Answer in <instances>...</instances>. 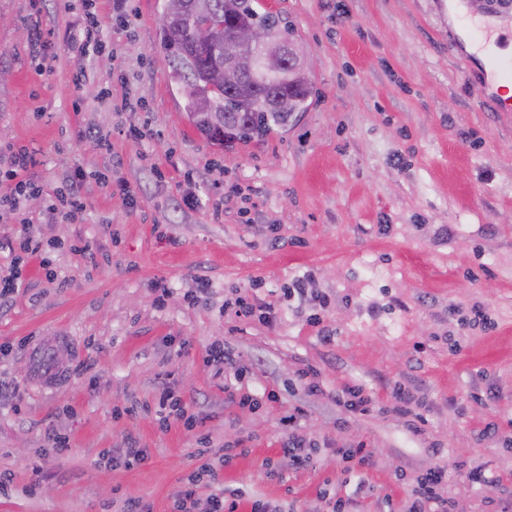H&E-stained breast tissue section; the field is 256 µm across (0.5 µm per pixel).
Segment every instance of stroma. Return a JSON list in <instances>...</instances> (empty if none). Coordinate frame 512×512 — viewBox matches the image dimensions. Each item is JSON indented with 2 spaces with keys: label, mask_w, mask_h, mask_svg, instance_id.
<instances>
[{
  "label": "stroma",
  "mask_w": 512,
  "mask_h": 512,
  "mask_svg": "<svg viewBox=\"0 0 512 512\" xmlns=\"http://www.w3.org/2000/svg\"><path fill=\"white\" fill-rule=\"evenodd\" d=\"M265 2L315 63L312 102L264 143L221 148L193 130L169 79L161 0H131L125 30L99 0L108 44L79 58L65 42L79 33L80 0H42L36 17L29 0H0V146H25L48 188L78 168L133 193L88 182L77 220L48 216L39 197L23 214L0 212V276L14 269L6 243L24 216L52 244L57 273L47 279L25 260L14 269L21 288L0 306V343L12 345L0 355V473L12 476L0 512H120L126 498L173 512L198 475L203 434L215 452L247 450L196 486L202 499L240 490V512L256 499L330 512L360 479L353 512H405L413 479L435 465L447 470L448 512H495L512 498V110L479 104L467 80L476 58L438 21L434 0ZM35 20L58 42L46 70L27 53ZM127 94L141 107L113 111L111 99ZM78 238L93 241V254L70 250ZM307 274L305 293H290ZM155 279L170 287L161 308ZM201 280L208 293L197 292ZM239 288L271 304L276 320L237 319L226 303ZM477 303L492 327L463 329ZM313 314L320 327L308 325ZM36 336L76 344L56 389L31 381L25 352ZM215 343L232 357L220 373L203 361ZM238 365L251 368L252 392L275 389L278 401L229 402ZM307 365L320 371V392L296 380ZM398 383L421 400V428L388 411ZM354 384L375 402L367 413L338 401ZM166 386L199 428H159L152 404ZM130 406L135 414L113 417ZM297 408L300 433L364 446L372 467L345 475L332 449L313 467L289 465L281 420ZM52 431L70 449L48 457ZM129 437L148 449L146 464L99 462ZM475 467L487 483L467 480Z\"/></svg>",
  "instance_id": "obj_1"
}]
</instances>
